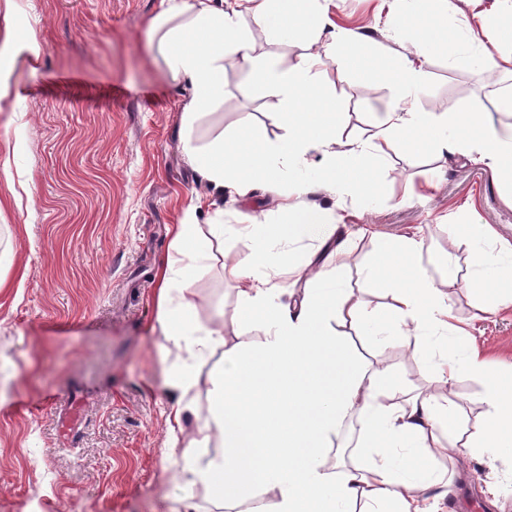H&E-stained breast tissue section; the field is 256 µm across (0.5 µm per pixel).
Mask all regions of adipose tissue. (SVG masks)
<instances>
[{"instance_id": "1", "label": "adipose tissue", "mask_w": 512, "mask_h": 512, "mask_svg": "<svg viewBox=\"0 0 512 512\" xmlns=\"http://www.w3.org/2000/svg\"><path fill=\"white\" fill-rule=\"evenodd\" d=\"M330 7L331 0H234L229 9L224 0H160L149 32L172 80L190 86L182 144L204 179L238 194L257 183L272 189L286 183L300 193L299 174L316 151L321 186L366 200L375 195L374 165L399 146L414 156L438 151L472 158L512 187V125L497 126L476 112L414 108L431 58L458 41L444 18L448 0H390L394 39L409 44L401 57L369 55L368 36L337 27ZM248 16L272 39L309 40L308 53L289 68L254 56L243 26ZM465 27L474 45L490 29L511 40L512 0H492ZM230 63L248 68L278 98L285 133L271 140L253 131L203 149L194 143V125L223 104ZM332 64L374 74L396 90L368 139L340 135L341 104L319 80ZM302 219L295 210L282 224L211 225L213 238H247L252 252L247 264L224 260V274L236 285L231 343L222 326L195 317L188 297L210 250L194 225L175 229L159 305L162 349L175 351L179 361L172 381L179 396L168 412L169 446L182 451L178 512H199L198 488L213 502L246 512H440L454 477L437 467L438 458L453 463L467 448L492 457L512 447V376L487 371L476 351L449 348L452 315L436 280L456 277L452 261L433 266L414 237L381 242L368 277L392 285L393 303L367 312L336 278L352 254L351 233L326 215L316 225ZM306 239L313 242L307 250ZM344 311L368 323L381 343L437 349L424 363L430 390L399 395L400 382L385 360L369 363L353 354L338 329ZM219 350L224 362L210 379L208 415L196 436L186 437L197 411L196 364ZM465 373L481 378L486 392L473 440L462 439L461 421L448 405L449 388ZM352 416L360 422L354 458L335 461L330 452Z\"/></svg>"}]
</instances>
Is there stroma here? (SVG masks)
<instances>
[{"mask_svg": "<svg viewBox=\"0 0 512 512\" xmlns=\"http://www.w3.org/2000/svg\"><path fill=\"white\" fill-rule=\"evenodd\" d=\"M337 25L370 36L371 52L396 50L386 0H335ZM159 0H0L15 32H35L42 47L36 70H11L18 94L0 100V512H176L178 455L168 446L165 409L177 396L169 381L175 356L161 349L157 282L174 225L193 217L283 222L277 194L265 186L224 193L202 179L183 154L187 85L174 83L149 37ZM255 50L292 67L303 40L276 41L246 19ZM414 104L420 112H480L512 124V76L491 85L464 45L434 58ZM341 101L344 134L366 139L394 91L367 76L322 74ZM280 103L233 68L224 103L196 122L193 139L209 146L247 131L280 132ZM317 166L300 178L308 223L331 214L355 233L340 268L344 288L366 309L388 306L389 285L364 280L379 242L406 235L424 257L452 260L458 279L439 288L462 330L454 347L476 348L486 366L512 375V304L493 307L491 294L467 285L486 254L463 225H488L512 242V188L486 166L432 151L420 159L401 149L375 170L371 201L317 189ZM246 239L214 244L191 285L196 316L236 326L232 281L224 257L250 259ZM353 350L380 355L408 389L424 386L426 344L379 348L366 327L345 320ZM467 433L486 408L480 379L461 376L448 393ZM441 512H512V452L474 455L460 470Z\"/></svg>", "mask_w": 512, "mask_h": 512, "instance_id": "35a3bbf8", "label": "stroma"}]
</instances>
